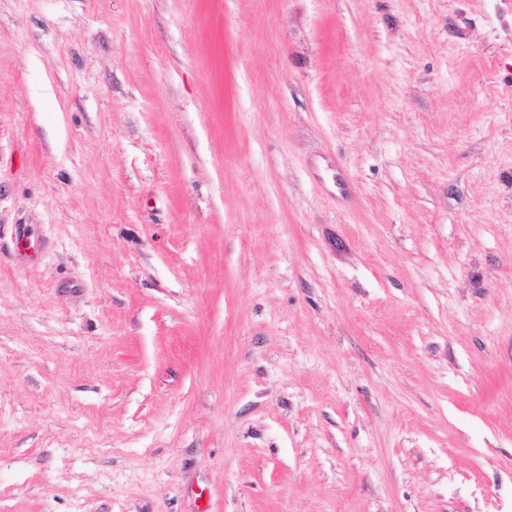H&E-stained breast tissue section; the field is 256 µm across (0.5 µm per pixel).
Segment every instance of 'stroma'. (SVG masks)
<instances>
[{"mask_svg": "<svg viewBox=\"0 0 512 512\" xmlns=\"http://www.w3.org/2000/svg\"><path fill=\"white\" fill-rule=\"evenodd\" d=\"M0 512H512V0H0Z\"/></svg>", "mask_w": 512, "mask_h": 512, "instance_id": "1", "label": "stroma"}]
</instances>
